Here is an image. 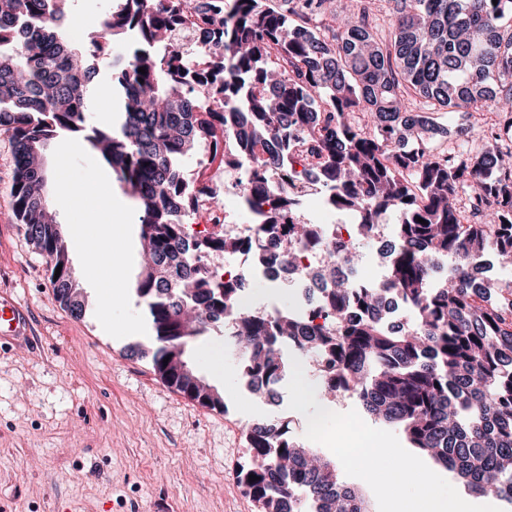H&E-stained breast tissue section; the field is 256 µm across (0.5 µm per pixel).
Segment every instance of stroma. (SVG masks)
<instances>
[{
    "label": "stroma",
    "instance_id": "obj_1",
    "mask_svg": "<svg viewBox=\"0 0 512 512\" xmlns=\"http://www.w3.org/2000/svg\"><path fill=\"white\" fill-rule=\"evenodd\" d=\"M49 204L61 225L73 276L88 297L84 319L55 299L46 264L27 242L11 206L13 161L0 136V303L31 318L30 339H0V512H255L234 471L258 421L289 423L305 439L307 419L331 408L312 445L334 460L370 512H387L384 492L362 460L344 452L349 427L375 432L393 463L432 471L443 491L466 493L457 474L411 448L399 428L373 420L358 400H326L309 358L289 353L292 371L275 401L249 393L222 334L190 352L194 369L223 390L226 412L173 392L150 364L125 348L148 333L136 303L140 271L137 213L111 168L88 144L63 134L44 148ZM124 230L127 261L112 263V232ZM224 350L215 373L211 349Z\"/></svg>",
    "mask_w": 512,
    "mask_h": 512
}]
</instances>
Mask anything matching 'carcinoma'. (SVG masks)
I'll list each match as a JSON object with an SVG mask.
<instances>
[{"label": "carcinoma", "instance_id": "cac0c4a2", "mask_svg": "<svg viewBox=\"0 0 512 512\" xmlns=\"http://www.w3.org/2000/svg\"><path fill=\"white\" fill-rule=\"evenodd\" d=\"M59 0H0V135L13 158L12 207L25 238L47 258L49 286L76 319L78 288L55 214L42 151L61 133L81 137L112 168L138 215L147 256L135 284L152 343H132L163 384L209 410L224 392L185 371L191 343L228 327L253 394L274 397L288 348L328 366L324 394L352 391L373 418L399 427L411 447L457 472L472 492L512 505V288L479 276L512 266V0H112L90 41L61 35ZM203 27L189 49L176 33ZM111 63L122 103L112 126L92 123L95 62ZM81 55L87 63L74 64ZM146 68V73L138 69ZM490 112L504 127L480 129L478 154L450 150L449 112ZM236 151L224 166L241 178L242 206L263 225L259 251L290 263L310 225L290 221L291 169L308 157L315 183L352 214L361 241L391 224L383 288L337 274L360 250L322 269L321 297L334 322L314 331L292 306L238 309L233 290L187 258L182 218L197 202L221 211V192L184 179L188 157ZM487 198V221L469 222L459 195ZM422 218L425 223L417 222ZM59 277H54L56 268ZM410 315L389 323L382 295ZM168 363H163V360ZM236 478L257 512H366L336 462L295 439L288 426L252 424ZM258 480L249 481V475Z\"/></svg>", "mask_w": 512, "mask_h": 512}]
</instances>
